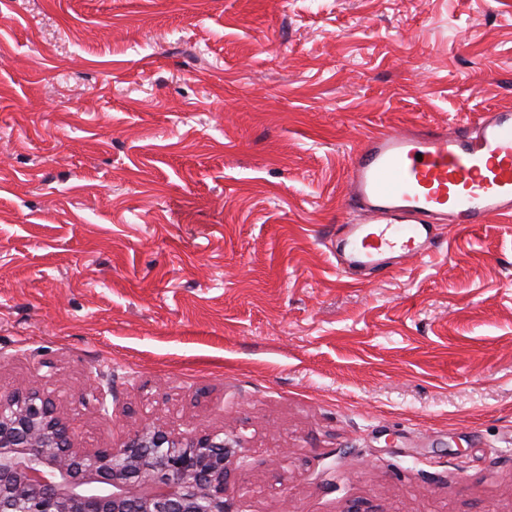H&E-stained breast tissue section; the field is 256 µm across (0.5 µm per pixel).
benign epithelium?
Returning <instances> with one entry per match:
<instances>
[{"label":"benign epithelium","instance_id":"7a95c632","mask_svg":"<svg viewBox=\"0 0 512 512\" xmlns=\"http://www.w3.org/2000/svg\"><path fill=\"white\" fill-rule=\"evenodd\" d=\"M243 439L144 426L81 448L50 396L0 394V512H230L225 486L247 467Z\"/></svg>","mask_w":512,"mask_h":512}]
</instances>
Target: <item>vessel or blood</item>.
<instances>
[{
    "label": "vessel or blood",
    "mask_w": 512,
    "mask_h": 512,
    "mask_svg": "<svg viewBox=\"0 0 512 512\" xmlns=\"http://www.w3.org/2000/svg\"><path fill=\"white\" fill-rule=\"evenodd\" d=\"M346 210L331 247L340 275L385 276L397 258H428L441 224L512 217V109H495L440 128L377 131L347 170Z\"/></svg>",
    "instance_id": "b4317fda"
}]
</instances>
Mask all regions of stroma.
Here are the masks:
<instances>
[{"mask_svg":"<svg viewBox=\"0 0 512 512\" xmlns=\"http://www.w3.org/2000/svg\"><path fill=\"white\" fill-rule=\"evenodd\" d=\"M503 107L512 0H0V390L238 434L234 512H512V219L326 246L365 136Z\"/></svg>","mask_w":512,"mask_h":512,"instance_id":"stroma-1","label":"stroma"}]
</instances>
